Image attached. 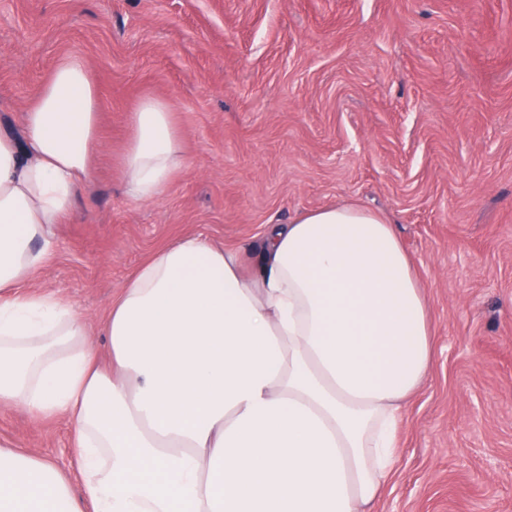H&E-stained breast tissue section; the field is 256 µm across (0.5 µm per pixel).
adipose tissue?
<instances>
[{"instance_id": "1", "label": "adipose tissue", "mask_w": 512, "mask_h": 512, "mask_svg": "<svg viewBox=\"0 0 512 512\" xmlns=\"http://www.w3.org/2000/svg\"><path fill=\"white\" fill-rule=\"evenodd\" d=\"M82 59L0 136V405L67 418L75 471L0 447V512H367L432 363L430 311L399 236L355 203L270 224L257 244L188 235L125 282L101 367L74 306L34 285L50 227L98 148ZM122 173L162 200L188 167L165 99L130 114Z\"/></svg>"}]
</instances>
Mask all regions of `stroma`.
I'll use <instances>...</instances> for the list:
<instances>
[{"label":"stroma","instance_id":"stroma-1","mask_svg":"<svg viewBox=\"0 0 512 512\" xmlns=\"http://www.w3.org/2000/svg\"><path fill=\"white\" fill-rule=\"evenodd\" d=\"M80 57L100 89L94 174L37 284L98 350L136 269L354 202L394 225L434 352L371 512H512V0H0V132ZM167 100L188 169L156 203L120 168L129 116ZM0 444L73 470L71 427L0 406Z\"/></svg>","mask_w":512,"mask_h":512}]
</instances>
